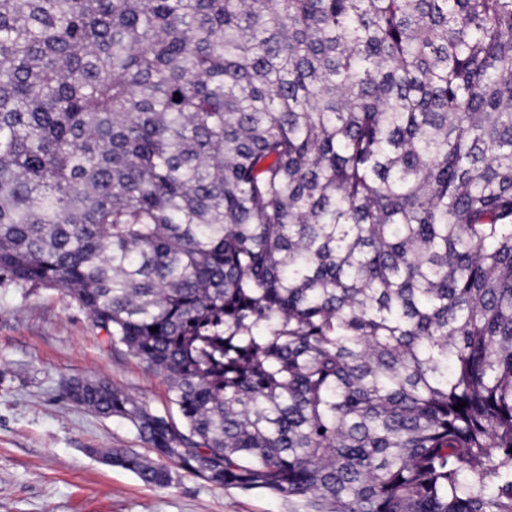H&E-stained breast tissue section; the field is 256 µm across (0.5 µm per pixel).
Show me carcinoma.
<instances>
[{
	"label": "carcinoma",
	"mask_w": 512,
	"mask_h": 512,
	"mask_svg": "<svg viewBox=\"0 0 512 512\" xmlns=\"http://www.w3.org/2000/svg\"><path fill=\"white\" fill-rule=\"evenodd\" d=\"M4 282L166 384L63 391L145 485L512 512V0H0Z\"/></svg>",
	"instance_id": "cac0c4a2"
}]
</instances>
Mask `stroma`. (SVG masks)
Instances as JSON below:
<instances>
[{
	"mask_svg": "<svg viewBox=\"0 0 512 512\" xmlns=\"http://www.w3.org/2000/svg\"><path fill=\"white\" fill-rule=\"evenodd\" d=\"M75 377L106 379L155 410L162 380L110 350L63 292L0 285V512H288V501L209 486L176 469L166 487L104 464L100 448L142 445L123 423L68 401Z\"/></svg>",
	"mask_w": 512,
	"mask_h": 512,
	"instance_id": "obj_1",
	"label": "stroma"
}]
</instances>
